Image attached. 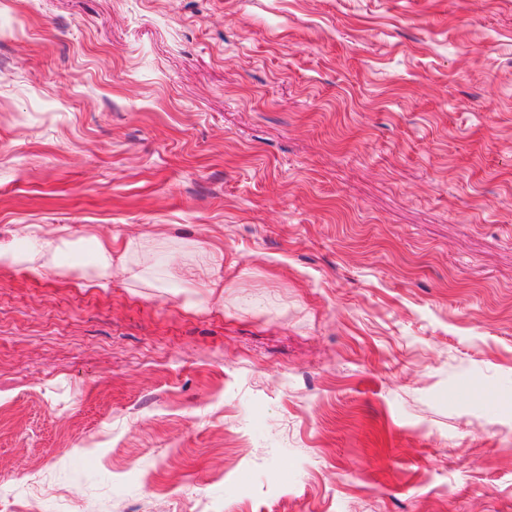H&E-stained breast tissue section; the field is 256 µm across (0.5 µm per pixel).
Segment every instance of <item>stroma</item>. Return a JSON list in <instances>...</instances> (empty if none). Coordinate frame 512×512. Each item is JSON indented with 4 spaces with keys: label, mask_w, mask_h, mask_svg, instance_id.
I'll return each instance as SVG.
<instances>
[{
    "label": "stroma",
    "mask_w": 512,
    "mask_h": 512,
    "mask_svg": "<svg viewBox=\"0 0 512 512\" xmlns=\"http://www.w3.org/2000/svg\"><path fill=\"white\" fill-rule=\"evenodd\" d=\"M20 224L153 238L0 270V512H512V0H0ZM133 243L129 242L124 251L116 258L112 255V246L98 242L95 251V261L91 267L84 271L82 280L86 286L103 287L112 278L115 271L129 275L130 279H138L139 274L134 272L129 264V254L133 250Z\"/></svg>",
    "instance_id": "stroma-1"
}]
</instances>
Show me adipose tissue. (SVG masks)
I'll return each mask as SVG.
<instances>
[{
    "label": "adipose tissue",
    "instance_id": "ef3b65f1",
    "mask_svg": "<svg viewBox=\"0 0 512 512\" xmlns=\"http://www.w3.org/2000/svg\"><path fill=\"white\" fill-rule=\"evenodd\" d=\"M15 235V242L0 244L1 270L21 271L34 277L63 274L64 269L57 261L62 243L57 231L45 230L39 224H22ZM117 271L131 273L128 253L113 254L111 246L100 243L95 247V261L84 271L82 279L85 285L102 287Z\"/></svg>",
    "mask_w": 512,
    "mask_h": 512
}]
</instances>
